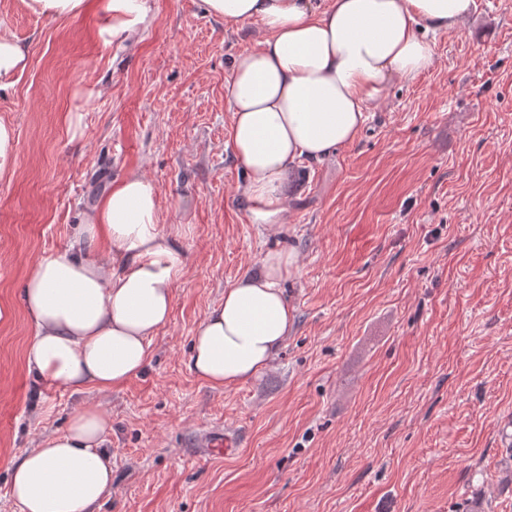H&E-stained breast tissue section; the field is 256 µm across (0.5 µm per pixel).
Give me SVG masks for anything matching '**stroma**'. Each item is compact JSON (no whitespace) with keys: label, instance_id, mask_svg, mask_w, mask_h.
Instances as JSON below:
<instances>
[{"label":"stroma","instance_id":"35a3bbf8","mask_svg":"<svg viewBox=\"0 0 512 512\" xmlns=\"http://www.w3.org/2000/svg\"><path fill=\"white\" fill-rule=\"evenodd\" d=\"M149 2L121 48L97 5L49 19L0 0V32L29 48L0 93L17 141L0 178V512H19L8 462L85 402L112 425L98 512H512V0H476L352 143L293 166L282 225L253 222L227 146L224 80L261 27ZM131 174L185 254L152 360L104 392L34 383L23 281ZM273 250L295 260L285 345L256 379L211 387L190 369L195 331ZM214 428L238 454L204 451Z\"/></svg>","mask_w":512,"mask_h":512}]
</instances>
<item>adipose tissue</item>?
Instances as JSON below:
<instances>
[{"mask_svg": "<svg viewBox=\"0 0 512 512\" xmlns=\"http://www.w3.org/2000/svg\"><path fill=\"white\" fill-rule=\"evenodd\" d=\"M225 24L254 22L258 48L239 52L224 81L229 144L242 167L239 195L258 224H284L289 168L355 140L367 106L396 78L433 63L427 33L456 29L475 0H203ZM109 40L151 23L149 0H101ZM157 189L140 175L114 184L77 225L75 250L39 259L22 288L33 328L30 376L79 393L139 376L170 319L184 254L180 230H164ZM291 253H266L258 271L225 289L192 341L191 370L221 388L257 378L293 323L282 283ZM110 421L97 406L74 413L61 434L8 468L20 512H97L112 487L104 446Z\"/></svg>", "mask_w": 512, "mask_h": 512, "instance_id": "obj_1", "label": "adipose tissue"}]
</instances>
